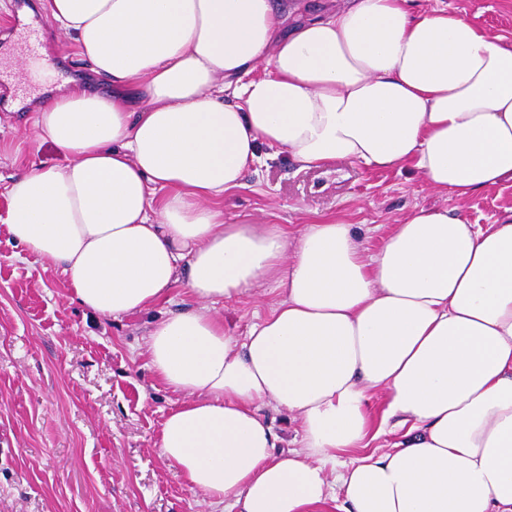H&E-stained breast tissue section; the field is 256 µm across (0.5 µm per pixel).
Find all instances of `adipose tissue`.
I'll return each instance as SVG.
<instances>
[{"label": "adipose tissue", "mask_w": 512, "mask_h": 512, "mask_svg": "<svg viewBox=\"0 0 512 512\" xmlns=\"http://www.w3.org/2000/svg\"><path fill=\"white\" fill-rule=\"evenodd\" d=\"M45 8L112 91L38 112L62 160L12 180L9 232L101 317L147 311L186 271L194 305L145 342L181 398L161 457L216 512H512V213L422 208L371 254L351 224L291 235L214 204L266 147L304 169L411 161L458 198L512 180V39L410 0L291 22L277 0ZM267 285L276 304L225 331L215 305ZM266 405L300 448L278 450ZM392 422L399 439L370 451Z\"/></svg>", "instance_id": "1"}]
</instances>
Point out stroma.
<instances>
[{"label": "stroma", "mask_w": 512, "mask_h": 512, "mask_svg": "<svg viewBox=\"0 0 512 512\" xmlns=\"http://www.w3.org/2000/svg\"><path fill=\"white\" fill-rule=\"evenodd\" d=\"M477 16L494 35L512 38V0H416ZM37 17L39 62L23 57L15 17ZM74 41L40 0H0V78L30 91L29 109L0 110V512H213L166 462L156 437L180 403L156 377L145 354L152 323L190 307L185 282L149 311L94 317L69 300L62 273L42 271L8 233L7 189L31 165L60 155L37 141L36 115L66 79L109 92ZM457 208L472 224H488L512 208V181L466 199L434 192L413 164L376 169L337 160L303 169L287 154L263 149L240 188L218 206L229 224L356 225L376 251L390 225L420 208ZM256 291L216 307L235 336L276 302Z\"/></svg>", "instance_id": "1"}]
</instances>
